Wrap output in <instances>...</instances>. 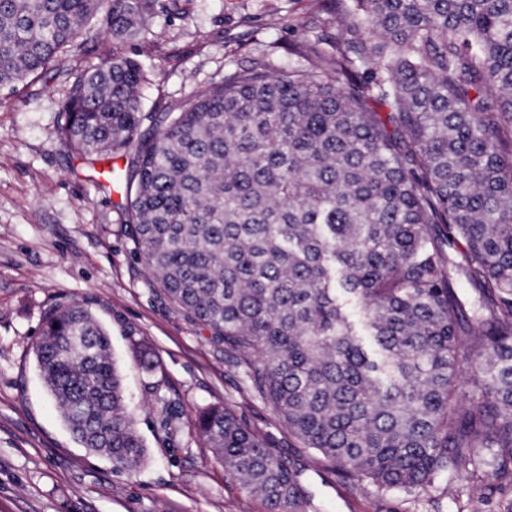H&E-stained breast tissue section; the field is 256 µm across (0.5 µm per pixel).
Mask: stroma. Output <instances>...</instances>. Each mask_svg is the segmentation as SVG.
<instances>
[{"label":"stroma","instance_id":"1","mask_svg":"<svg viewBox=\"0 0 512 512\" xmlns=\"http://www.w3.org/2000/svg\"><path fill=\"white\" fill-rule=\"evenodd\" d=\"M158 13L153 36L126 46L149 83L143 109L163 112L191 92L249 67L273 46L280 73L314 0H187ZM59 81L0 89V512H269L196 429L201 410L225 406L294 463L307 493L297 512H512V482L439 479L410 497L378 493L327 466L249 390L199 324L153 292L119 208L98 169L57 133ZM90 301L108 330L127 409L147 450L134 473L72 436L35 360L44 310ZM157 367L146 373L140 355Z\"/></svg>","mask_w":512,"mask_h":512}]
</instances>
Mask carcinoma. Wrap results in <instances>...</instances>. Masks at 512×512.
<instances>
[{"label":"carcinoma","mask_w":512,"mask_h":512,"mask_svg":"<svg viewBox=\"0 0 512 512\" xmlns=\"http://www.w3.org/2000/svg\"><path fill=\"white\" fill-rule=\"evenodd\" d=\"M272 60L141 130L122 47L182 0H0V88L32 85L104 14L112 54L74 74L60 138L120 155L135 255L242 382L332 469L379 493L512 479V0H317ZM478 288L467 310L455 275ZM38 369L73 437L128 473L146 446L89 302L50 305ZM475 367L463 386V363ZM198 431L270 512L298 471L226 407Z\"/></svg>","instance_id":"carcinoma-1"}]
</instances>
